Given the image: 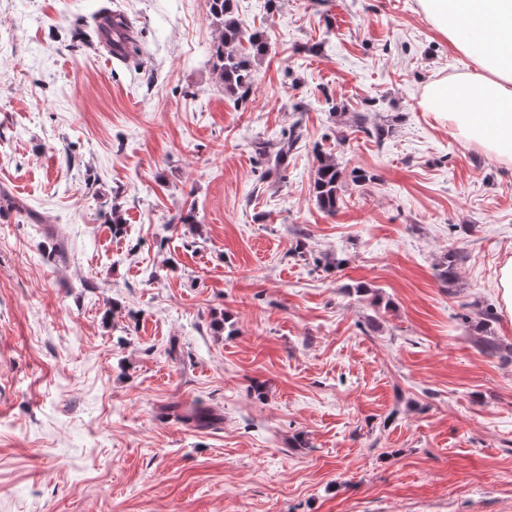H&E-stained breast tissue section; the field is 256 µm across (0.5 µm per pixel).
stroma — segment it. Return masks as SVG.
Segmentation results:
<instances>
[{
	"label": "stroma",
	"instance_id": "obj_1",
	"mask_svg": "<svg viewBox=\"0 0 512 512\" xmlns=\"http://www.w3.org/2000/svg\"><path fill=\"white\" fill-rule=\"evenodd\" d=\"M236 12L242 104L207 0H0V512H512V164L419 106L465 60L417 0ZM208 13L218 26L219 37L212 49L213 69L224 92L245 101L255 83V66L268 52L262 33H247L235 17V0H207ZM246 40L248 47H242ZM312 193L316 205L324 212L332 214L340 202V191L343 183V170L333 156L316 153ZM498 290L505 312L512 316V258L502 264L499 270Z\"/></svg>",
	"mask_w": 512,
	"mask_h": 512
}]
</instances>
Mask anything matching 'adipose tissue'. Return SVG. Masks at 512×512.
I'll list each match as a JSON object with an SVG mask.
<instances>
[{
    "mask_svg": "<svg viewBox=\"0 0 512 512\" xmlns=\"http://www.w3.org/2000/svg\"><path fill=\"white\" fill-rule=\"evenodd\" d=\"M466 69L434 78L420 106L451 136L512 164V0H418Z\"/></svg>",
    "mask_w": 512,
    "mask_h": 512,
    "instance_id": "1",
    "label": "adipose tissue"
}]
</instances>
